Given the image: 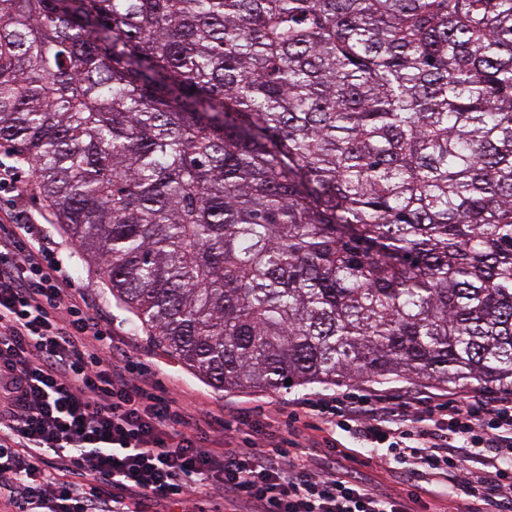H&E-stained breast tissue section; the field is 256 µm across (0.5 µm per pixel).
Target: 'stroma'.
I'll use <instances>...</instances> for the list:
<instances>
[{"label": "stroma", "mask_w": 512, "mask_h": 512, "mask_svg": "<svg viewBox=\"0 0 512 512\" xmlns=\"http://www.w3.org/2000/svg\"><path fill=\"white\" fill-rule=\"evenodd\" d=\"M46 230L57 243L53 260L60 262L74 289L84 293L100 315L111 319L115 342L129 345L136 372L142 373L158 390L180 394L220 417L243 412L254 420L262 419L276 404L284 407L297 398L316 399L336 393L337 387L333 384L309 385L288 391L214 388L183 361L155 345L148 332L132 330V314L115 301L97 262L83 255L66 238L58 222H50Z\"/></svg>", "instance_id": "obj_1"}]
</instances>
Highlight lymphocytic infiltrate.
<instances>
[{
    "mask_svg": "<svg viewBox=\"0 0 512 512\" xmlns=\"http://www.w3.org/2000/svg\"><path fill=\"white\" fill-rule=\"evenodd\" d=\"M45 219L18 210L0 225V474L21 488L19 512H37L43 498L61 512H131L141 499L183 505L214 490L230 512H410L424 496L447 512H512V395L353 389L298 399L260 421L240 418L243 442L213 450L215 415L156 394L114 357L111 323L47 259ZM307 429L357 441L328 445L337 459L357 462L363 449L376 468L403 465L420 481L398 491L336 473L300 452ZM48 451L58 462L36 475ZM98 479L119 496L102 499Z\"/></svg>",
    "mask_w": 512,
    "mask_h": 512,
    "instance_id": "1",
    "label": "lymphocytic infiltrate"
}]
</instances>
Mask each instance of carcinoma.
<instances>
[{"mask_svg": "<svg viewBox=\"0 0 512 512\" xmlns=\"http://www.w3.org/2000/svg\"><path fill=\"white\" fill-rule=\"evenodd\" d=\"M0 140L218 389L512 392V0H0Z\"/></svg>", "mask_w": 512, "mask_h": 512, "instance_id": "carcinoma-1", "label": "carcinoma"}]
</instances>
